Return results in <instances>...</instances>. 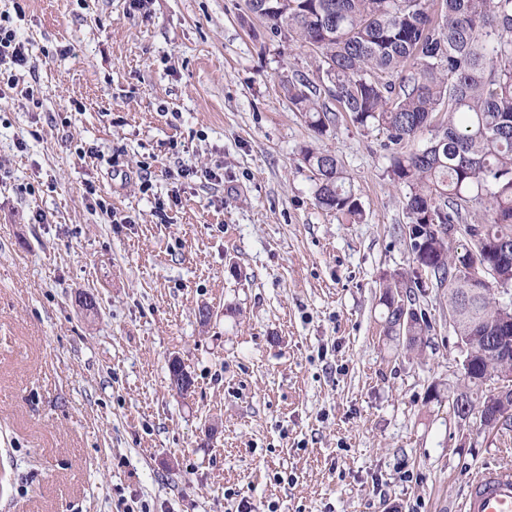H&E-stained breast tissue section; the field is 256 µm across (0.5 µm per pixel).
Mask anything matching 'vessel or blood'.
I'll return each mask as SVG.
<instances>
[{"instance_id":"1","label":"vessel or blood","mask_w":512,"mask_h":512,"mask_svg":"<svg viewBox=\"0 0 512 512\" xmlns=\"http://www.w3.org/2000/svg\"><path fill=\"white\" fill-rule=\"evenodd\" d=\"M460 512H512V467L485 468L470 477Z\"/></svg>"}]
</instances>
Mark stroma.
Here are the masks:
<instances>
[{
	"label": "stroma",
	"instance_id": "1",
	"mask_svg": "<svg viewBox=\"0 0 512 512\" xmlns=\"http://www.w3.org/2000/svg\"><path fill=\"white\" fill-rule=\"evenodd\" d=\"M0 18L31 69L0 88V512H455L476 469L512 465V427L449 408L447 289L416 292L422 351L384 333L383 277L419 273L406 191L384 132L317 135L289 100L308 48L247 0ZM304 146L341 161L361 220L317 204Z\"/></svg>",
	"mask_w": 512,
	"mask_h": 512
}]
</instances>
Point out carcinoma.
<instances>
[{
	"mask_svg": "<svg viewBox=\"0 0 512 512\" xmlns=\"http://www.w3.org/2000/svg\"><path fill=\"white\" fill-rule=\"evenodd\" d=\"M274 36L315 53L318 82L284 88L321 134L346 115L377 128L389 145L414 141L436 112L448 113L429 145L392 155L390 177L407 189L412 261L448 289L465 363L461 420L488 428L512 398H489V383L512 389V362L483 354L486 336H512L495 291L512 287V0H248ZM327 83L331 104L319 102ZM319 205L353 219L363 211L332 153L305 146ZM422 282L385 279V331L410 349L432 325L414 307Z\"/></svg>",
	"mask_w": 512,
	"mask_h": 512,
	"instance_id": "cac0c4a2",
	"label": "carcinoma"
}]
</instances>
